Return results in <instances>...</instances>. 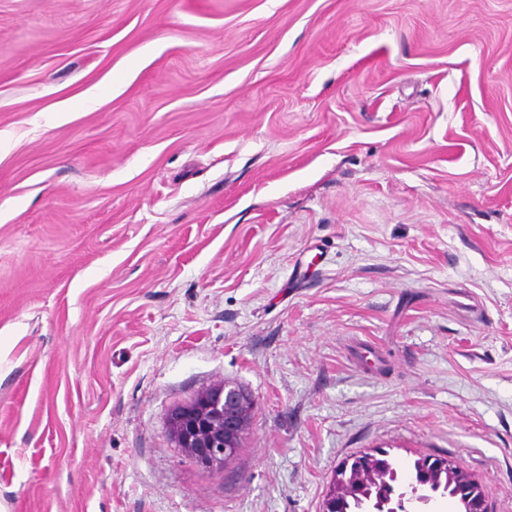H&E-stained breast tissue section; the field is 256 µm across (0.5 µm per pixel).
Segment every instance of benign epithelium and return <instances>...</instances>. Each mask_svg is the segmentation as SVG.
Instances as JSON below:
<instances>
[{
    "mask_svg": "<svg viewBox=\"0 0 512 512\" xmlns=\"http://www.w3.org/2000/svg\"><path fill=\"white\" fill-rule=\"evenodd\" d=\"M254 408L255 399L246 389L227 383L216 385L171 410L168 416L171 440L202 470H221L242 447ZM383 457L385 454L374 451L345 461L329 485L321 512H341L337 509L338 500L349 496L355 481L366 472L373 473L378 459ZM428 462L436 470H448L451 498L468 505L469 512H490L488 489L460 464L433 457ZM430 487L431 472L426 469L420 480L413 479L403 486V496L396 498L391 491L369 506L367 512H407L409 504L427 505L432 500Z\"/></svg>",
    "mask_w": 512,
    "mask_h": 512,
    "instance_id": "7a95c632",
    "label": "benign epithelium"
}]
</instances>
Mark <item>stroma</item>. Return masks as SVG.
Masks as SVG:
<instances>
[{
  "label": "stroma",
  "instance_id": "stroma-1",
  "mask_svg": "<svg viewBox=\"0 0 512 512\" xmlns=\"http://www.w3.org/2000/svg\"><path fill=\"white\" fill-rule=\"evenodd\" d=\"M377 449L512 512V0H0V506L320 512ZM254 408L246 389L216 385L171 410V440L203 471L221 470L242 447ZM387 455L374 451L363 453L345 461L336 471L329 488L322 501L321 512H341L337 509L338 500L348 497L354 490L353 485L359 476H364L365 469L372 474L379 465L378 458H385Z\"/></svg>",
  "mask_w": 512,
  "mask_h": 512
}]
</instances>
